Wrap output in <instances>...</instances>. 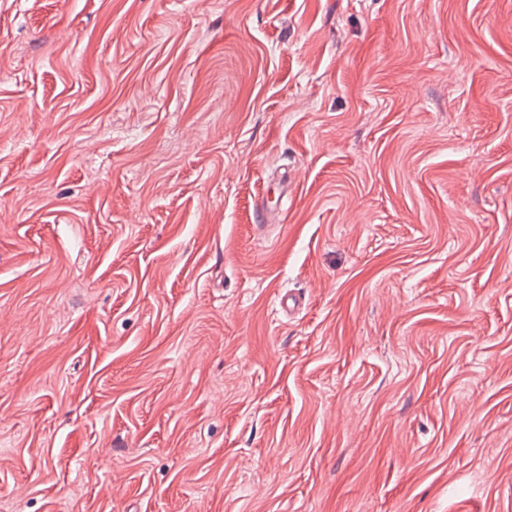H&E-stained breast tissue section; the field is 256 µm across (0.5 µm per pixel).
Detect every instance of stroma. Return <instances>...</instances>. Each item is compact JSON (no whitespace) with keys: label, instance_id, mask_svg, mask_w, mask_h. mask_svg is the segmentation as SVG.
Here are the masks:
<instances>
[{"label":"stroma","instance_id":"stroma-1","mask_svg":"<svg viewBox=\"0 0 512 512\" xmlns=\"http://www.w3.org/2000/svg\"><path fill=\"white\" fill-rule=\"evenodd\" d=\"M0 512H512V0H0Z\"/></svg>","mask_w":512,"mask_h":512}]
</instances>
